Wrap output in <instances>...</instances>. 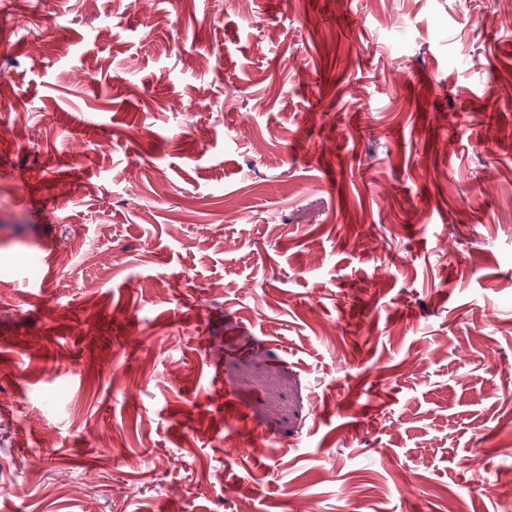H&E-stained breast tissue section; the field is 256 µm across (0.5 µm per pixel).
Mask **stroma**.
Here are the masks:
<instances>
[{
	"label": "stroma",
	"instance_id": "1",
	"mask_svg": "<svg viewBox=\"0 0 512 512\" xmlns=\"http://www.w3.org/2000/svg\"><path fill=\"white\" fill-rule=\"evenodd\" d=\"M95 9L0 0V512H512V0Z\"/></svg>",
	"mask_w": 512,
	"mask_h": 512
}]
</instances>
